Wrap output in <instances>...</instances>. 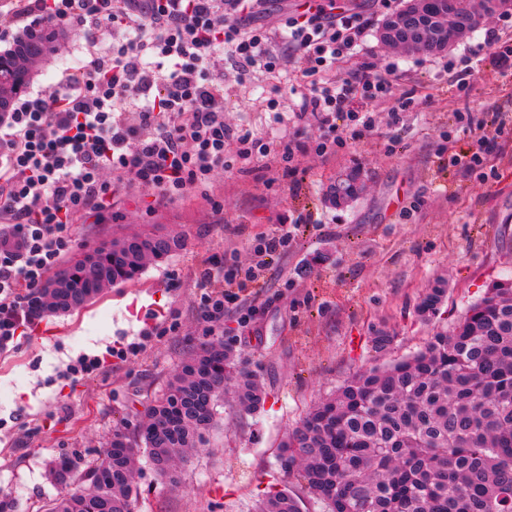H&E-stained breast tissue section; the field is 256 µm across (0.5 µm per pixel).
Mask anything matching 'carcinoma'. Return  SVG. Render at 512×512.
<instances>
[{
    "mask_svg": "<svg viewBox=\"0 0 512 512\" xmlns=\"http://www.w3.org/2000/svg\"><path fill=\"white\" fill-rule=\"evenodd\" d=\"M60 30L32 27L0 51L49 50ZM125 251L89 247L54 271L30 305L36 315L71 312L104 289L139 278L183 240L134 235ZM447 297L442 280L426 289L418 315L433 319ZM232 392L252 411L263 390L238 369L221 342L205 344L152 400L135 438L112 435L103 458L80 469L53 464L60 489L47 512H133V470L147 456L179 484L176 457L187 456L216 425L215 405ZM284 472L304 484L321 512H512V288L492 284L451 333L437 332L412 356L355 373L316 403L281 444ZM288 488L268 492L256 512H303Z\"/></svg>",
    "mask_w": 512,
    "mask_h": 512,
    "instance_id": "cac0c4a2",
    "label": "carcinoma"
}]
</instances>
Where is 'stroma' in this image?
<instances>
[{
	"instance_id": "1",
	"label": "stroma",
	"mask_w": 512,
	"mask_h": 512,
	"mask_svg": "<svg viewBox=\"0 0 512 512\" xmlns=\"http://www.w3.org/2000/svg\"><path fill=\"white\" fill-rule=\"evenodd\" d=\"M401 0H344L368 19L370 50L334 70L341 79L370 64L390 82L387 97L364 104L371 132L335 157L300 155L302 182L277 184L276 170L242 175L223 168L208 196L191 192L163 201L152 185L128 183L109 207L88 210L72 226L73 247L144 232L181 236L183 247L148 263L140 278L105 290L85 307L38 316L0 351V487L21 512H39L56 493L50 463L101 457L114 431L135 432L146 402L162 393L190 354L219 338L235 362L263 386L255 411L231 398L217 407V425L182 464L171 488L149 462L135 475V512H252L269 490L287 484L279 444L306 411L361 369L419 351L435 332L452 328L494 281L512 277V141L486 159L484 176L452 165L477 137H495L488 113L512 128V74L498 70L487 31L512 25L493 18L440 54L390 50L378 37ZM86 52L82 33L63 27L53 53L34 67V90L51 94ZM472 58L475 74L458 96L443 69L448 57ZM224 72V122L268 140L289 135V108L306 89L304 59L284 61L277 73L237 83L233 62L215 57ZM415 93L412 109L391 126L396 99ZM278 111L262 110L267 98ZM456 112L471 125L452 124ZM395 149H388L390 137ZM358 169L364 193L348 207L328 203L339 173ZM223 203L215 211L212 200ZM287 248L271 259L259 288L228 289L226 275L256 263L254 247L279 224ZM217 275L203 280L204 269ZM448 283L439 316L416 314L420 295L437 279ZM224 311L207 321V302ZM392 342L375 351L372 338ZM96 356L103 367L72 375L71 365Z\"/></svg>"
}]
</instances>
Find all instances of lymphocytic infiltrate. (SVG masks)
Segmentation results:
<instances>
[{
  "label": "lymphocytic infiltrate",
  "instance_id": "lymphocytic-infiltrate-1",
  "mask_svg": "<svg viewBox=\"0 0 512 512\" xmlns=\"http://www.w3.org/2000/svg\"><path fill=\"white\" fill-rule=\"evenodd\" d=\"M12 2L7 18L77 28L89 48L53 95L27 90L0 114V350L28 321L29 294L71 248L75 215L111 198L105 172L152 184L165 200L207 194L218 167L248 174L273 164L294 183L300 154L328 158L344 148L337 115L352 121V136H362L371 121L361 104L389 91L366 68L341 81L327 76L361 51L368 31L361 15L337 10L336 0L286 15L289 51L311 63L293 116L314 118L321 134L265 141L225 125L224 74L211 61L229 54L241 81L281 67L271 33L254 23L268 0ZM105 28L112 45L102 50Z\"/></svg>",
  "mask_w": 512,
  "mask_h": 512
}]
</instances>
